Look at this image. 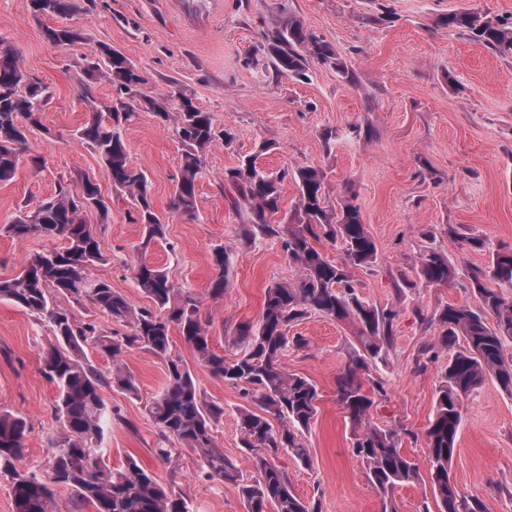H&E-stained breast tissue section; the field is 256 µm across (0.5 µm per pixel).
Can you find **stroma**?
<instances>
[{"label":"stroma","instance_id":"obj_1","mask_svg":"<svg viewBox=\"0 0 512 512\" xmlns=\"http://www.w3.org/2000/svg\"><path fill=\"white\" fill-rule=\"evenodd\" d=\"M73 22L87 40L71 48L48 43L44 26L59 17L34 18L30 0H0V38L18 52V64L46 86L50 99L41 127L28 135V149L15 177L0 183V221L53 196L59 184L95 179L104 197L112 183L95 152L75 132L89 118L79 78L86 57L105 43L125 54L148 79L145 91L159 97L176 84L186 86L194 104L211 113L216 130L234 133L232 145L216 138L207 149L197 184V214L187 219L172 208L182 146L171 126L139 108L124 128L131 164L151 182L156 211L166 223L164 239L145 243L136 210L114 203L108 218L94 211L86 223L101 228L104 262L91 274L138 307L150 299L134 286L132 265L139 257L164 268L179 287L203 291L217 276L213 251L230 255L229 286L223 297L205 298L212 346L234 357L239 323L261 316L264 294L278 283H294L301 271L279 240L263 236L242 242L241 214L224 199V170L237 155L272 141L259 165L284 175L277 218L288 221L297 187L288 170L321 166L331 201L350 195L376 247L377 261L353 269L361 297L394 308L392 341L375 376L387 395L370 412L373 425L400 427L401 448L420 473L430 468L425 430L451 350L438 345L437 312L447 304L478 308L472 289L453 282L419 284L414 260L436 242L460 271L487 266L492 249L512 248V59H503L461 31L441 24L442 15L471 10L512 17V0H78ZM389 6L391 23L361 24V17ZM300 17L350 63L355 83L314 64L305 76H278L261 52L263 33L281 19ZM477 235L487 250L461 247L449 230ZM58 239L19 240L0 232V278L15 275L23 259L61 247ZM308 346L288 348V372L311 379L320 399L315 417L300 436L310 464L287 454L288 470L302 498H318L322 512H381L382 503L352 452L353 427L336 398V380L353 334L346 325L319 315L291 330ZM47 323L7 300H0V407L25 417L30 431L22 464L43 472L49 439L60 429L51 411L54 385L41 372L42 352L52 340ZM172 352L199 378L205 397L224 408L213 429L225 455L244 476L254 475L256 459L243 448L240 409H258L239 389L200 368L180 334ZM124 364L136 378L138 396L104 392L119 418L108 428L104 462L119 467L134 459L160 482H176L194 512H246L238 486L203 475L197 454L175 451L172 463L154 453L156 430L144 406L166 381L163 360L143 350ZM451 474L461 493L486 503L490 512H512V395L495 380L462 401Z\"/></svg>","mask_w":512,"mask_h":512}]
</instances>
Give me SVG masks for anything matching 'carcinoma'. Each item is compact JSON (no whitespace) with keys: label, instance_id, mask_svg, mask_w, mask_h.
Segmentation results:
<instances>
[{"label":"carcinoma","instance_id":"obj_1","mask_svg":"<svg viewBox=\"0 0 512 512\" xmlns=\"http://www.w3.org/2000/svg\"><path fill=\"white\" fill-rule=\"evenodd\" d=\"M442 23L499 56L512 58V23L466 10L449 13ZM43 35L59 48L86 40V33L79 29L47 26ZM264 39L268 66L278 76H303L309 63L316 62L335 70L346 82L356 80L351 65L333 44L308 31L295 16L264 33ZM84 74L81 88L92 113L78 138L98 154L115 192L135 207L147 247L165 237V222L155 212L145 174L129 161L123 127L135 117L134 105L145 106L164 125L173 124L182 142L173 209L189 219L197 212V181L205 151L216 138L213 117L197 108L191 91L181 85L160 98L144 94V74L122 52L104 43L97 47V59L86 61ZM101 77L116 89L107 104L96 102L93 95L91 81ZM46 102L41 84L18 65L15 48L0 39V182L15 177L27 132L42 126ZM271 148L272 143L263 141L257 151L238 157L237 164L224 169V187L230 188L224 199L244 215V240L250 242L259 233L279 239L288 259L300 267L301 277L295 284L267 288L260 320L236 329L240 353L234 359L213 350L209 317L203 311L204 296L217 299L229 286L226 249H215L219 275L203 294L176 286L163 269L140 259L132 267V278L153 306L137 308L108 283L91 276V267L102 262L104 255L98 230L85 223L83 213L95 210L104 219L109 214L98 184L89 179L78 188L63 183L54 198L18 211L10 223L0 226L17 239L38 235L64 241L57 250L28 257L18 273L0 279V299L52 327L55 341L43 351L42 373L55 386L52 412L61 424L59 434L49 439L51 456L46 474L40 476L18 465L29 433L26 419L0 408V478L10 484L15 512H62L57 498L61 487L71 493L68 512H82L87 505L95 512H193L175 483L161 484L136 461L130 459L113 469L102 461L105 428L112 422L103 390L112 387L139 395L135 377L123 366V357L134 349H145L166 364L167 383L146 406L161 439V447L155 449L160 459H171L173 449L165 447L171 441L197 452L207 478L241 488L246 512H322L320 499L301 498L286 468L275 462L284 451L305 465L311 463L298 431L316 415L319 392L308 378L288 372L282 358L290 344L307 346L302 337H290L288 332L313 315L354 328L355 343L347 350L345 368L337 377L336 397L354 426V453L381 498L382 512H398L395 490L420 480L417 464L401 449V429L363 426L376 402L387 395L384 382L371 373L377 363L385 362L396 317L393 309L378 308L360 297L351 276V269L376 261V244L357 205L348 200L330 203L326 173L320 166L301 164L279 176L261 168L259 156ZM288 175L293 176L298 194L293 214L283 224L275 222L274 216L280 209L281 183ZM323 239L341 242L342 261L327 260L314 246ZM415 270L429 287L451 284L457 276L448 255L435 247L419 254ZM467 278L480 301L479 309L449 304L437 314L438 343L454 347L464 342L448 363L425 432L430 483L439 512H487L481 500L462 495L450 475L462 400L489 378L512 395V356L505 353L512 342V252L504 247L494 250L487 267L469 271ZM58 294L92 305L128 331L107 333L93 322L77 319L56 304ZM173 327L210 375L258 400L259 411L244 408L239 413L242 445L258 458L252 479H244L217 446L213 425L224 418V407L207 400L197 376L182 357L171 354ZM87 346L112 359L110 376L102 375L86 359ZM273 417L280 427L273 426Z\"/></svg>","mask_w":512,"mask_h":512}]
</instances>
